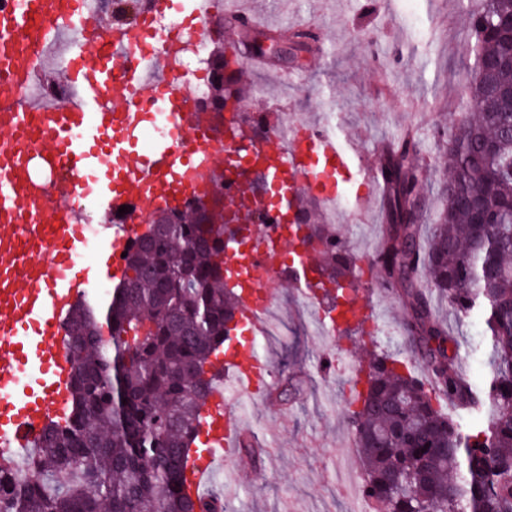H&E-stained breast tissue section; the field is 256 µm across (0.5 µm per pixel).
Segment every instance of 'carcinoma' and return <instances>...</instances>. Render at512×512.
Instances as JSON below:
<instances>
[{
  "instance_id": "obj_1",
  "label": "carcinoma",
  "mask_w": 512,
  "mask_h": 512,
  "mask_svg": "<svg viewBox=\"0 0 512 512\" xmlns=\"http://www.w3.org/2000/svg\"><path fill=\"white\" fill-rule=\"evenodd\" d=\"M512 0H482L470 24L476 62L497 65L502 91L484 111L490 84L473 76L462 133L441 126L448 178L428 249L430 220L419 142L407 132L381 158L386 230L374 264L405 297L412 351L428 382L401 361L377 355L347 417L360 448L363 495L386 512H512ZM249 53H271L275 35L243 30ZM241 56L212 52L220 108L261 89L243 82ZM480 200L483 210L466 203ZM224 197L201 209L164 212L127 251L124 278L104 302L79 301L66 320L75 363L64 422L54 421L28 452L35 466L0 463V512H226L224 498L190 494L185 463L199 414L217 376L235 301L224 289ZM323 274L352 277L339 240ZM432 285L418 281L419 268ZM459 317L480 319L489 346L470 351L488 367L474 381L432 311L431 293ZM451 410H446V406Z\"/></svg>"
}]
</instances>
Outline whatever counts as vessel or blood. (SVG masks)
Segmentation results:
<instances>
[{
    "label": "vessel or blood",
    "instance_id": "vessel-or-blood-1",
    "mask_svg": "<svg viewBox=\"0 0 512 512\" xmlns=\"http://www.w3.org/2000/svg\"><path fill=\"white\" fill-rule=\"evenodd\" d=\"M187 8V0H141L138 21L116 22L88 0H0V82L12 89L0 95V457L13 463L68 411L74 365L57 331L101 280L122 278L123 254L142 220L184 197L210 196L213 168L255 174L256 183L226 192L224 207L225 221L242 222L253 243L250 255L228 265L249 269L230 286L236 325L255 339L269 329L256 303L259 283L279 276L315 301L319 264L311 251L289 250L275 225L251 224L248 216L297 210L335 181H360L366 198L378 187L377 178L354 170V151L318 123L298 124L284 150L235 126L214 132L188 80L172 69L192 26L155 33L156 21ZM72 31L78 39L67 48L63 73L77 100H28L48 47ZM124 205L138 223H111ZM94 226L98 260L88 265L83 254ZM218 366L196 427L204 451L188 460L198 492L220 454L240 445L236 398L266 387L271 373L251 347L227 350Z\"/></svg>",
    "mask_w": 512,
    "mask_h": 512
}]
</instances>
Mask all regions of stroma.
I'll use <instances>...</instances> for the list:
<instances>
[{"instance_id": "35a3bbf8", "label": "stroma", "mask_w": 512, "mask_h": 512, "mask_svg": "<svg viewBox=\"0 0 512 512\" xmlns=\"http://www.w3.org/2000/svg\"><path fill=\"white\" fill-rule=\"evenodd\" d=\"M240 2L256 23L278 36L299 30L317 36L298 66L286 69L273 60L247 65L249 82L264 90L248 98L250 110L274 109L292 120L326 122L357 145L367 167L377 166L384 145L406 130L417 131L423 140L418 164L431 207L439 209L445 158L433 128L458 126L467 110L474 41L469 15L479 9V0H419L415 20L403 14L401 0ZM346 199L335 228L356 269L370 273L367 300L380 322L332 340L320 337L293 288L273 289L288 333L260 348L272 362L270 388L261 400L237 405L252 449L235 451L238 480L226 489L234 512H348L349 501L328 491L325 463L328 450H335L337 469L351 471L355 481L363 479L347 419L352 383L349 376L325 373L326 353L354 367L362 361V350L376 351L405 361L416 377L426 376L409 347L402 303L370 272L384 231L385 197L377 195L370 211L359 208L355 190H348ZM434 312L458 341L463 370L478 372L468 347L479 338L481 324L456 319L441 302Z\"/></svg>"}]
</instances>
